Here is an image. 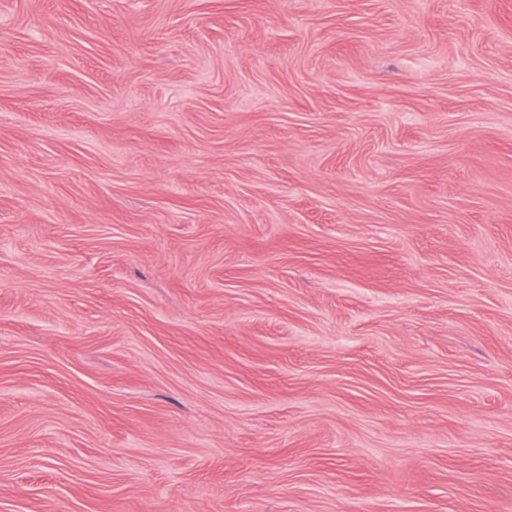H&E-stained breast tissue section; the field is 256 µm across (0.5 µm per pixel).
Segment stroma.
I'll return each instance as SVG.
<instances>
[{
    "instance_id": "obj_1",
    "label": "stroma",
    "mask_w": 512,
    "mask_h": 512,
    "mask_svg": "<svg viewBox=\"0 0 512 512\" xmlns=\"http://www.w3.org/2000/svg\"><path fill=\"white\" fill-rule=\"evenodd\" d=\"M0 512H512V0H0Z\"/></svg>"
}]
</instances>
